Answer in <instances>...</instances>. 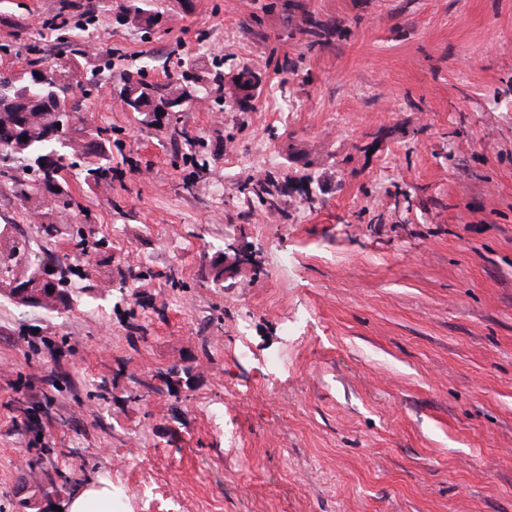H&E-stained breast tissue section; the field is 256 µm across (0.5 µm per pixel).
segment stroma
<instances>
[{"label": "stroma", "instance_id": "obj_1", "mask_svg": "<svg viewBox=\"0 0 512 512\" xmlns=\"http://www.w3.org/2000/svg\"><path fill=\"white\" fill-rule=\"evenodd\" d=\"M267 2L158 0L147 34L94 0L0 10L17 66L61 51L45 19L88 26L81 117L112 130L111 182L67 174L53 234L0 182V250L67 256L96 294L63 314L0 294L1 504L512 512V0ZM186 56L261 71L251 109L155 128L113 99ZM268 178L277 210L245 203ZM231 244L256 260L214 286ZM43 446L70 477L50 502L23 480ZM99 492L87 489L69 500V512H112L109 503L98 498Z\"/></svg>", "mask_w": 512, "mask_h": 512}]
</instances>
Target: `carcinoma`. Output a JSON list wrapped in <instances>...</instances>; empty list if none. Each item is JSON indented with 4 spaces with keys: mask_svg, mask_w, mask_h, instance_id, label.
<instances>
[{
    "mask_svg": "<svg viewBox=\"0 0 512 512\" xmlns=\"http://www.w3.org/2000/svg\"><path fill=\"white\" fill-rule=\"evenodd\" d=\"M132 9L144 16L142 29L150 30L157 24L160 11L155 7V0H124L120 11L115 14V22L125 24L127 10ZM85 36L74 33L65 38V50L57 55V60L49 62L43 57L29 60L28 67L17 71L9 66L0 68V178L12 180L14 192L23 199L30 198V192L36 191L47 210L41 214L45 231L54 228L46 217L54 211L49 197L58 193H69L64 177L48 178L44 171H58L64 166L74 167L72 158L78 154L87 159L79 176L88 185L107 183L112 179V151L109 148V128L95 126L86 128L71 123L73 112L80 109V104L71 95L72 82L82 85L83 93H89L88 86L98 83L99 70L90 72L81 68L84 58L82 53ZM180 68L177 80L166 84L152 83L146 80V70L136 75L120 77L118 98L131 112L140 117L147 126L176 125L180 120L175 104L185 94L190 93L196 99L205 97L208 88L203 79L196 78L186 83V72H195L197 60L194 57L179 59ZM40 68L48 74L49 84L33 83L35 69ZM22 170L30 173V178L19 180L13 172ZM249 202L261 206H274L273 192L264 184L250 191ZM41 259L60 269V275L54 284L47 286L34 279L29 280L30 291L39 296L45 288L50 287L54 293L47 296L43 309L58 314L70 310L74 291L63 261L52 251H45L44 257L31 256L26 241H14L4 252H0V287L10 286L15 278L16 268L23 264L37 262ZM49 463V470L43 472L52 491L59 487L50 472H59L56 463L51 460L50 449L40 456L33 465L40 468Z\"/></svg>",
    "mask_w": 512,
    "mask_h": 512,
    "instance_id": "1",
    "label": "carcinoma"
}]
</instances>
